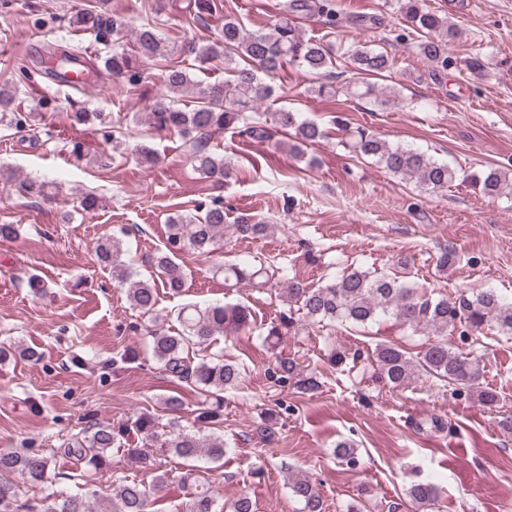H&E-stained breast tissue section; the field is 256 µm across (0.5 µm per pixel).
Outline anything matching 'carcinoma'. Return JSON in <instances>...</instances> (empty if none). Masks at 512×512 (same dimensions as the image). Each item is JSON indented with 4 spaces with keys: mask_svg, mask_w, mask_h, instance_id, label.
Listing matches in <instances>:
<instances>
[{
    "mask_svg": "<svg viewBox=\"0 0 512 512\" xmlns=\"http://www.w3.org/2000/svg\"><path fill=\"white\" fill-rule=\"evenodd\" d=\"M398 10L410 24V31L400 33L396 40L405 42L416 35L412 47L417 54L433 66L448 68V48L457 37V28L448 18L430 9L426 0H397ZM316 14L322 25L334 30L340 24L336 10L329 0H285L281 16L266 31H249L231 17L224 18V26L214 42L205 46L187 45V53L194 61L204 65L224 56L231 77L213 83L201 84L192 79L188 67L182 64L167 66L165 86L167 92L154 97L144 108L135 112L132 120L156 130L179 134L189 146L194 170L216 181L232 177L230 165L224 157L209 148L211 136L230 130L251 139L269 140L273 134L265 127L262 104L273 97V86L263 77L274 78L287 64L313 74H331L336 56L346 61L358 75L381 76L394 66L391 55L368 45L335 47L320 39L308 37L298 19ZM73 26L89 30L97 43L112 46V53L101 58L100 75L126 80L136 85L144 79L140 61L150 60L167 52L165 40L156 25L146 22L136 30L138 56L121 48L128 23L105 9L83 11L73 18ZM57 61L53 68L37 66L33 73L43 79L63 80L67 66L74 57L62 50H52ZM15 87L0 85V129L25 128L36 119L32 112H14L10 109L15 98ZM351 93L359 99L373 103L390 102V92L379 91L370 83H356ZM191 95L193 105L176 106V98ZM70 118L77 123H96L104 130V137L112 148L122 144V125L114 123L105 112H72ZM278 132L293 141L291 149L304 154V146L325 138V130L316 122L305 119L301 113L279 109L272 113ZM346 133L341 146L359 158L368 157L383 165L390 173L401 178L414 179L430 192L444 191L457 179V172L448 164L439 162L415 149L392 144L365 128L355 129L337 121ZM472 187L488 197L512 196V172L488 166L465 177ZM51 183L27 180L23 192L32 198L49 195ZM242 238L265 234L270 225L253 214L239 215L235 223L224 224V198L212 197L200 204L195 213L173 215L167 222L164 249L151 260V279L135 280L124 259L121 239L112 236L101 240L96 248L100 265L112 270V279L127 286V297L132 306L144 315L154 316L155 328L148 331L151 357L165 372L180 382L194 385L203 397L197 408V429L175 427L167 434L158 433L153 418L144 415L134 421L146 437L160 441V447L188 462L182 474L187 486V497L182 512H254L250 497L241 496L222 507L218 504L216 482L206 472L193 465L203 457L212 462L224 459V440L214 434L202 432L200 426L215 425L221 420L224 392L241 382L243 368L224 359V352L212 351L214 336L227 330L250 327L251 313L242 305L216 304L200 307L186 304L177 313L181 330L169 331L161 326L158 314L156 282L168 292L177 295L186 287L187 275L178 257L185 250L210 255L224 244V229ZM214 273L224 276V282L233 285L265 287L275 276L272 265L261 262H224L214 266ZM288 301L297 306L296 312L321 323L343 320L355 325H366L381 316L390 315L401 325L417 330L426 328L436 336L419 355L412 356L399 345L380 343L375 348V362L380 379L399 386L424 372L439 380L472 388L479 384L483 369L477 359L448 346V332H458L461 341L490 326L498 335L512 337V303L504 301L492 288L480 289L456 297L432 298L400 282L387 273L353 269L340 278L317 287L290 281L286 286ZM277 381L285 384L299 379L297 364L290 357H278L275 367ZM128 426L91 422L70 435L61 444L63 455L73 459L91 472L108 470L112 449L116 448L143 464L154 474V485L166 481V473L140 448L126 447ZM56 467V456L29 454L21 451L0 452V512H93L92 502L81 486L73 491L48 489L33 504L18 499L14 476H22L27 483L41 487L50 482ZM111 493L104 498L103 512H148L149 494L146 486L118 473L111 474ZM293 497L301 505V512H323V500L316 485L306 476L289 479ZM408 497L423 512H434L439 500V488L431 481H417L408 488Z\"/></svg>",
    "mask_w": 512,
    "mask_h": 512,
    "instance_id": "cac0c4a2",
    "label": "carcinoma"
}]
</instances>
